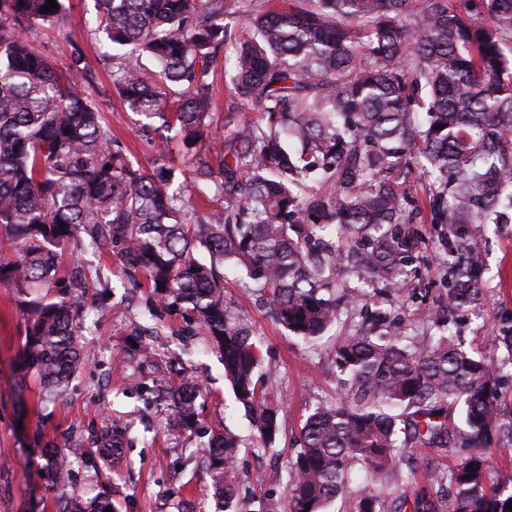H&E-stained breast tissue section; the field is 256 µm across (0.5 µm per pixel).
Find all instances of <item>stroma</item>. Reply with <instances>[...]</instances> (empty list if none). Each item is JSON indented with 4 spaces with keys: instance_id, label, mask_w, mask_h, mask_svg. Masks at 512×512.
I'll use <instances>...</instances> for the list:
<instances>
[{
    "instance_id": "stroma-1",
    "label": "stroma",
    "mask_w": 512,
    "mask_h": 512,
    "mask_svg": "<svg viewBox=\"0 0 512 512\" xmlns=\"http://www.w3.org/2000/svg\"><path fill=\"white\" fill-rule=\"evenodd\" d=\"M274 3L239 0V13L220 55L224 67L215 74L217 108L236 105L242 118L249 121L256 119L257 113L246 102L233 100L227 69L233 64L245 18ZM69 4L66 33L38 27L31 31L30 41L61 70L68 65L71 42L82 45L95 73L88 93L109 98L107 115L113 135L128 145L135 160L147 163L155 154L153 146L139 135L134 115L125 112L112 95V66L105 59V40L95 30L94 0H69ZM417 231L425 261L418 264L403 290L379 296L367 311L341 315L323 336L311 342L289 336L275 325L241 275L225 268L224 301L256 337L264 358L266 396L279 406L276 451L249 450L238 462L247 512H285V469L301 426L318 401L336 395L333 361L337 344L365 317L383 313L401 315L406 333L414 334L422 327L428 309L444 295L448 274L442 261L448 256V228L422 223ZM478 252L484 268V302L476 312L453 319L450 330L463 336L467 349L490 354L500 328L512 325V222L486 225ZM77 262L110 271L111 286L88 291L82 341L95 358L75 374L66 392L53 404L42 401L38 385L19 368L23 325L15 310L17 290L13 284L0 283V512H56L58 493L42 473L39 441L51 440L65 449L115 420L131 422L136 430L146 433L145 439L121 458L102 463L120 512H214L209 476L196 464H184L176 444L158 434L164 413L146 407L135 397L132 385L115 382L113 369L128 359L134 333L149 327L137 292L109 248L66 249L65 265ZM182 324L181 316L165 317L163 323L149 327L148 343L165 354L185 353L190 373L203 385L198 404L208 425H226L249 437V418L233 403L218 354L207 350L203 337L183 333Z\"/></svg>"
}]
</instances>
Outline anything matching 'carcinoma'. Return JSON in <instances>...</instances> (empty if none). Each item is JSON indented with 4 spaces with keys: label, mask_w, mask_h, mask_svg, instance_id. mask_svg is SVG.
I'll return each mask as SVG.
<instances>
[{
    "label": "carcinoma",
    "mask_w": 512,
    "mask_h": 512,
    "mask_svg": "<svg viewBox=\"0 0 512 512\" xmlns=\"http://www.w3.org/2000/svg\"><path fill=\"white\" fill-rule=\"evenodd\" d=\"M55 2L44 13L48 0H0V243L13 249L0 282L18 287L22 368L42 399L62 395L90 359L78 339L89 276L59 277L62 250L111 247L145 289L146 316L180 315L219 352L260 448H275L278 410L256 379L251 329L224 305V265L253 281L276 324L314 340L342 309L371 299L339 286L338 267L359 283L404 288L425 177L429 223L448 225L452 238L444 313H428L438 333L394 334L384 315L336 347L338 392L301 429L288 512H327L357 467L356 512H512V475L489 482L493 451L512 443V334L495 337L505 350L495 357L448 334L455 313L483 300L473 263L480 226L512 209V0H288L259 11L230 74L233 93L261 113L250 122L213 107L237 0H96L97 30L119 60L113 92L142 133L166 131L147 165L112 135L106 101L78 90L92 84L82 46L71 44L61 73L30 43L38 26L68 27L70 6ZM144 56L158 72L141 70ZM172 143L189 167L169 157ZM187 181L221 211L192 207ZM199 248L209 261L195 257ZM44 288L75 293L48 300ZM138 355L151 368L139 395L168 413L164 433L196 431L199 383L170 384L172 366L148 343ZM136 441L132 426L114 421L91 447L108 456ZM242 446L226 428L189 453L224 512H239ZM415 447L456 463L412 496L395 495V471L421 467L406 452ZM41 453L58 491L74 470L97 466L90 452ZM59 501V512L112 506L105 495Z\"/></svg>",
    "instance_id": "1"
}]
</instances>
